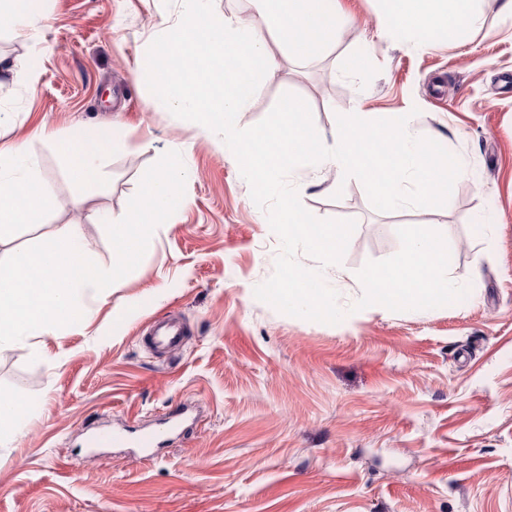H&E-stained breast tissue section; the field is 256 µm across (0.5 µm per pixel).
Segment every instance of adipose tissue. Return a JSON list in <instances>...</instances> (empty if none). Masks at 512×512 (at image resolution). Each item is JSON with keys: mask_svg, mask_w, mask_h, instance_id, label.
Returning <instances> with one entry per match:
<instances>
[{"mask_svg": "<svg viewBox=\"0 0 512 512\" xmlns=\"http://www.w3.org/2000/svg\"><path fill=\"white\" fill-rule=\"evenodd\" d=\"M382 23L402 32L415 34L418 42H426L433 32L455 37L463 28L473 25L476 14L473 0H381ZM27 155L25 144L0 148V231L16 224L31 223L34 217L51 207L44 193H31L32 180L19 161Z\"/></svg>", "mask_w": 512, "mask_h": 512, "instance_id": "ef3b65f1", "label": "adipose tissue"}]
</instances>
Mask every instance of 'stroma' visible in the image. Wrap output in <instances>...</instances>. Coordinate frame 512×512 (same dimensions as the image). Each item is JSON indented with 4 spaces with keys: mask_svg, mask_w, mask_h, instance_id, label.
I'll return each mask as SVG.
<instances>
[{
    "mask_svg": "<svg viewBox=\"0 0 512 512\" xmlns=\"http://www.w3.org/2000/svg\"><path fill=\"white\" fill-rule=\"evenodd\" d=\"M476 0L479 22L419 47L384 26L379 0H336L319 55L266 76L241 127L286 92L330 131L354 110L413 112L420 136L466 164L447 205L380 212L362 183L298 168L305 208L356 223L339 266L321 268L345 319L282 314L257 300L279 237L222 138L155 111L137 68L180 0H43L33 29H0V145L28 144L52 208L0 237V256L81 225L111 262L105 219H122L145 171L182 157V207L157 227L140 264L89 320L0 350V391L28 409L0 450V512H512V19ZM110 148L76 183L60 140ZM446 235L458 303L354 311L352 280L401 248L391 225ZM159 318L184 322L174 354L142 344ZM101 431L127 443L89 447ZM159 432L140 448L135 438Z\"/></svg>",
    "mask_w": 512,
    "mask_h": 512,
    "instance_id": "1",
    "label": "stroma"
}]
</instances>
